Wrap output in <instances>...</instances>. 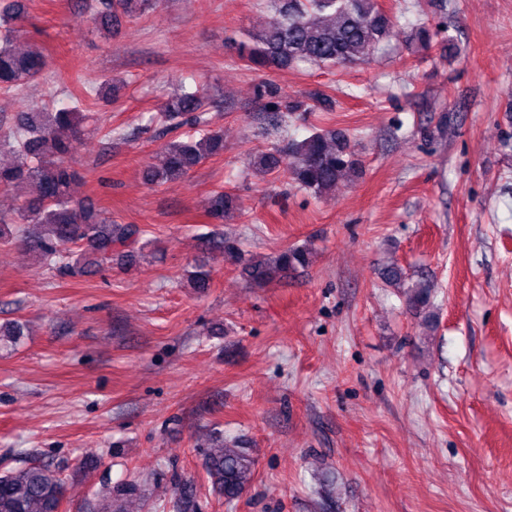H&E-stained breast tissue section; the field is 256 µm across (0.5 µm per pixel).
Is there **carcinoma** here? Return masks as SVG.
<instances>
[{"label": "carcinoma", "instance_id": "obj_1", "mask_svg": "<svg viewBox=\"0 0 512 512\" xmlns=\"http://www.w3.org/2000/svg\"><path fill=\"white\" fill-rule=\"evenodd\" d=\"M158 0H88L98 31L112 35V21L123 15L137 19L155 9ZM274 16L260 31L247 32L238 42V53L248 66L288 69L301 64L346 67L380 49L394 20L378 0H270ZM27 0H11L0 12V89H12L37 80L47 68L43 52L33 46L24 50L17 43L27 40L21 21ZM113 79L84 88L72 97L71 105L52 112H20L14 121L0 119V146L23 158L20 164L0 165V188L18 192L20 203L9 216L0 214V241L26 240L41 262L63 273H91L112 258V249L124 248L134 257L143 230L136 224H119L112 215L97 211L74 195L76 173L72 158L81 144L88 115L82 112L90 98H104ZM269 97L268 125L273 130L288 128L295 112H311L302 101L286 103L277 92L261 89ZM207 102L199 92L174 95L161 110L166 128L192 126L184 140L168 142L161 149L159 164L146 166L143 180L148 185L176 182L207 159L224 153V134L211 128L204 118ZM252 171L260 176L285 172L298 188L316 196L336 187L358 172L350 138L336 129L314 126L308 136L290 140L282 147L257 152ZM241 209L239 198L228 190L213 192L205 213L221 223L229 213ZM203 246L220 250L241 265L245 278L262 285L282 274L309 265V251L289 247L276 258H246L237 242L227 237L204 240ZM191 287L203 292L210 287V273L196 269L188 275ZM430 284L419 280L409 286L407 303L419 310L429 305ZM19 322L0 325V341L17 342L23 336ZM256 460L250 449L221 445L205 454L204 473L224 496L228 505L238 501L253 481ZM135 483L109 491L100 512H123L118 501L137 495ZM65 482L48 463L27 462L0 472V512H59ZM194 498V482L177 480L172 508L187 512Z\"/></svg>", "mask_w": 512, "mask_h": 512}]
</instances>
